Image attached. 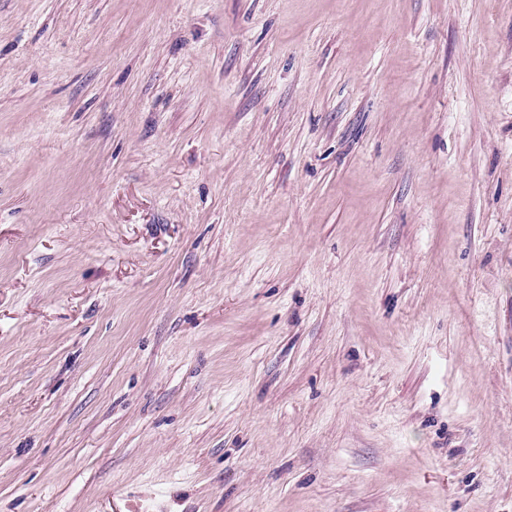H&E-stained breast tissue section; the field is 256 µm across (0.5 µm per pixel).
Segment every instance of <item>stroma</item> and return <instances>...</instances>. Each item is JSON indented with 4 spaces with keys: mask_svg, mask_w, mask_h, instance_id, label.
Returning a JSON list of instances; mask_svg holds the SVG:
<instances>
[{
    "mask_svg": "<svg viewBox=\"0 0 512 512\" xmlns=\"http://www.w3.org/2000/svg\"><path fill=\"white\" fill-rule=\"evenodd\" d=\"M0 512H512V0H0Z\"/></svg>",
    "mask_w": 512,
    "mask_h": 512,
    "instance_id": "1",
    "label": "stroma"
}]
</instances>
